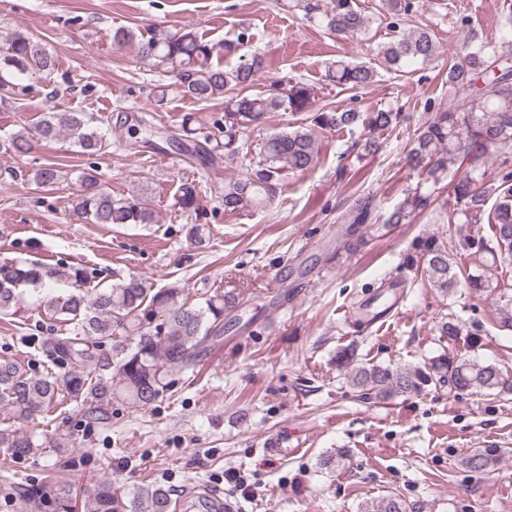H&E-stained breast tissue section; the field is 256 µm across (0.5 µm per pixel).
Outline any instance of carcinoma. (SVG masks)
Here are the masks:
<instances>
[{
    "mask_svg": "<svg viewBox=\"0 0 512 512\" xmlns=\"http://www.w3.org/2000/svg\"><path fill=\"white\" fill-rule=\"evenodd\" d=\"M304 18L330 35L369 41L371 21L357 0H296ZM379 13L390 18L392 27L408 20L418 9L415 0H379ZM499 42L478 40L469 31L460 62L448 65V101L427 104L431 118L419 126L408 143L406 161L424 181L437 186L448 178V164L460 157L469 168L452 183L454 203L448 212L450 224H479L484 207L496 196L488 224L493 245L484 236L471 240L467 247L478 253L500 255L512 261V171L506 153L512 149V17L504 19ZM247 38L241 31L236 39L214 44L203 40L192 28L176 32L156 27L150 37L139 43L142 60L172 75L181 93L200 102L224 96V113L213 122L214 130L193 113L182 116L171 141L180 150L214 166L217 155L241 161L242 174L224 181L221 205L224 211L243 213L271 206L280 190L284 172H305L319 160L318 132L325 130L351 133L360 130L349 152L357 160L387 150L384 134L403 118L397 109L338 110L328 105L314 107L315 92L310 85L274 81L270 89L245 93L265 69V59L254 54L234 67L214 62V57L234 54ZM437 53L434 33L417 26L389 41L379 43L374 54L389 74L401 75L417 63L431 61ZM54 63L42 42L24 32L11 35L0 48V103L24 91L23 77L34 71H50ZM372 68L338 60L328 70L329 79L339 88L357 90L374 78ZM282 117V126L258 142L250 132L265 124L272 114ZM71 137L82 152L94 154L107 144V133L89 126L82 112L59 106L44 113L34 127H24L0 141L3 153L26 154L31 139L54 141ZM505 154L501 181H487L486 163L490 151ZM62 178L58 167L40 164L29 171L27 181L39 190L56 187ZM83 194L79 201L82 217L92 224H151L153 212L136 196L114 198L105 188L96 170L82 173ZM198 182L180 184L178 207L194 218L191 236L203 242L205 227L199 206ZM434 202L433 193L422 184L409 189L394 207L387 224H405ZM372 199L358 201L350 214L353 224L372 221ZM414 250L420 255L432 286L443 292L459 284V272L450 262L448 243L436 237L419 240ZM55 272L36 261H21L0 267V318L18 313L25 290L42 292L38 307L61 322L60 332L42 342L52 359L65 365L61 374H32L11 357L0 358V407L8 409L15 422H29L38 413L66 402L89 405L95 420L112 417V404L148 408L167 389V376L193 364L196 354L224 333V311L235 305V297L216 294L203 306H192L181 298L180 288L148 286L136 277L116 278L85 292V269L73 268L68 279L74 288L57 291L45 287ZM350 383L365 400H389L399 394L416 393L430 384L448 383L458 393L500 395L512 393V381L503 377L493 364L449 357L443 354L430 366L410 368L378 363H355ZM41 450L33 437L7 426L0 428V453L14 460ZM503 452L496 448H477L465 454L462 464L471 471H484L498 463ZM56 512H74V493L66 482L52 488ZM172 499L158 485H146L127 496L112 488L107 480L98 482L81 502V512H171ZM359 512H411L400 495L390 493L377 501L360 505Z\"/></svg>",
    "mask_w": 512,
    "mask_h": 512,
    "instance_id": "obj_1",
    "label": "carcinoma"
}]
</instances>
